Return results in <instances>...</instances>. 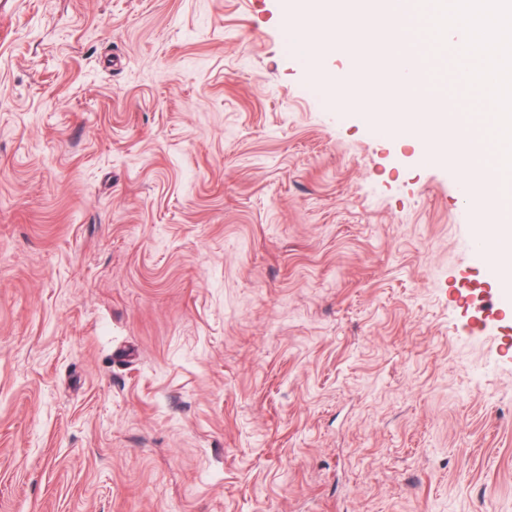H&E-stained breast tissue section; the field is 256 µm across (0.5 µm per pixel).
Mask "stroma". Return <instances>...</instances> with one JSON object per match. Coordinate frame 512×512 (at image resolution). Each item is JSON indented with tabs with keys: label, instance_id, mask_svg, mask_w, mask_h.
<instances>
[{
	"label": "stroma",
	"instance_id": "obj_1",
	"mask_svg": "<svg viewBox=\"0 0 512 512\" xmlns=\"http://www.w3.org/2000/svg\"><path fill=\"white\" fill-rule=\"evenodd\" d=\"M282 4L0 0V512H512L498 216Z\"/></svg>",
	"mask_w": 512,
	"mask_h": 512
}]
</instances>
